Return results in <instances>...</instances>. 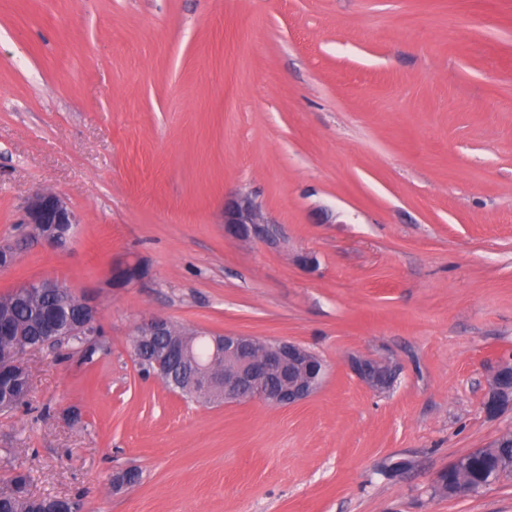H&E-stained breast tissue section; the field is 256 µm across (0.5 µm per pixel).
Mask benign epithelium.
Masks as SVG:
<instances>
[{"label":"benign epithelium","instance_id":"benign-epithelium-1","mask_svg":"<svg viewBox=\"0 0 512 512\" xmlns=\"http://www.w3.org/2000/svg\"><path fill=\"white\" fill-rule=\"evenodd\" d=\"M23 223L31 237L55 249L65 247L71 238L76 215L63 199L50 191H36L24 207ZM224 233L238 241H260L268 246L280 244L278 226L266 219L260 205L248 193H237L224 201ZM81 321L64 330L49 321L44 327L48 336H94L98 308L89 298H79ZM148 336L170 333L169 320L146 319L134 328ZM212 347L224 352V378L221 399L226 403L260 400L276 406H291L315 394L322 386L326 366L322 358L308 348L290 340L268 343L254 336L233 332L210 337ZM168 354L191 364L195 376L206 369L195 358L193 349L172 343ZM349 368L356 378L374 392L390 389L397 378L398 366L386 359L358 355L349 358ZM512 363L504 361L491 376L483 401V410L496 416L512 406Z\"/></svg>","mask_w":512,"mask_h":512}]
</instances>
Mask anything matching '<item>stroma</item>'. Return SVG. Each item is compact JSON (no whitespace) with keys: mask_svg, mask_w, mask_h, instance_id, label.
Here are the masks:
<instances>
[{"mask_svg":"<svg viewBox=\"0 0 512 512\" xmlns=\"http://www.w3.org/2000/svg\"><path fill=\"white\" fill-rule=\"evenodd\" d=\"M38 190L76 215L65 249L21 223ZM237 193L279 246L225 236ZM1 241L0 294L94 299L105 348L24 354L0 489L23 471L82 512H512V475L434 491L512 431L482 409L512 359V0H0ZM126 259L148 277L111 287ZM152 316L298 342L326 377L292 406L196 403L133 362ZM354 355L399 365L393 388ZM348 363L356 378L374 392L389 390L397 378L398 366L386 359L358 355L350 357Z\"/></svg>","mask_w":512,"mask_h":512,"instance_id":"35a3bbf8","label":"stroma"}]
</instances>
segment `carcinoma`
I'll list each match as a JSON object with an SVG mask.
<instances>
[{"label":"carcinoma","mask_w":512,"mask_h":512,"mask_svg":"<svg viewBox=\"0 0 512 512\" xmlns=\"http://www.w3.org/2000/svg\"><path fill=\"white\" fill-rule=\"evenodd\" d=\"M57 311L61 322H73L78 315V297L70 289L42 288L28 293L12 291L0 294V322L8 325V333L0 334V365L16 354L35 345L55 346L62 340L48 341L42 328L47 313ZM166 343L164 336H135L130 350L144 375L151 374V357ZM187 373L174 368L173 373L163 377L164 384L171 390L190 396L183 383ZM25 385V378L17 373L0 378V410L9 411L18 404L19 394ZM512 473V432L502 435L497 442L486 448H479L461 456L443 485L441 494L452 496L459 485L483 487L504 474ZM30 477L24 472L14 473L10 480L8 494L0 495V512H56L60 502L54 497L35 498L29 495L27 486Z\"/></svg>","instance_id":"1"}]
</instances>
